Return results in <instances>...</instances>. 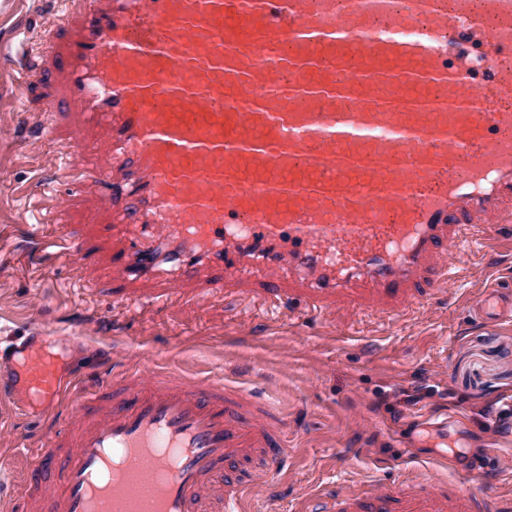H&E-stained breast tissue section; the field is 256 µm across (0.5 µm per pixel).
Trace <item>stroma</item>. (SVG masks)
Instances as JSON below:
<instances>
[{
	"mask_svg": "<svg viewBox=\"0 0 512 512\" xmlns=\"http://www.w3.org/2000/svg\"><path fill=\"white\" fill-rule=\"evenodd\" d=\"M82 8V0H0V343L33 330L59 336L80 391L105 374L172 367L220 375L276 404L288 419V453L248 512H297L336 488L423 471L437 484L512 494V422L481 414L512 403V319L487 327L470 315L483 289L512 284V252L462 251L456 294L429 293L396 316L329 303L297 314L271 289L216 288L206 273L173 292L162 280L112 278L111 218L93 215L87 192L65 230L94 260L43 263V239L27 224L53 220L41 180L59 159L35 140L44 117L18 70L39 63L57 90L46 22ZM416 390L423 397L414 401ZM426 412L452 420L448 445L424 429ZM42 431L5 416L0 462L20 470L14 448Z\"/></svg>",
	"mask_w": 512,
	"mask_h": 512,
	"instance_id": "obj_1",
	"label": "stroma"
}]
</instances>
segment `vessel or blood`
I'll list each match as a JSON object with an SVG mask.
<instances>
[{
  "label": "vessel or blood",
  "mask_w": 512,
  "mask_h": 512,
  "mask_svg": "<svg viewBox=\"0 0 512 512\" xmlns=\"http://www.w3.org/2000/svg\"><path fill=\"white\" fill-rule=\"evenodd\" d=\"M46 39L66 98L44 110L72 108L67 138L42 127L67 165L51 211L95 186L119 279L287 271L289 295L395 315L456 286L464 244L512 248V0H91ZM44 241L46 262L90 257ZM472 316H512V290L487 288ZM74 379L56 337L0 346V400L51 423L16 512H232L286 454V417L247 388L146 367L71 403ZM166 448L176 470L153 489L100 479L118 457L162 467ZM322 512H512V496L420 476L330 492Z\"/></svg>",
  "instance_id": "b4317fda"
}]
</instances>
